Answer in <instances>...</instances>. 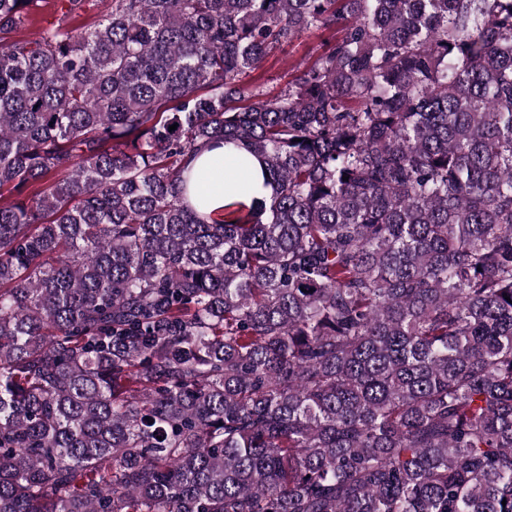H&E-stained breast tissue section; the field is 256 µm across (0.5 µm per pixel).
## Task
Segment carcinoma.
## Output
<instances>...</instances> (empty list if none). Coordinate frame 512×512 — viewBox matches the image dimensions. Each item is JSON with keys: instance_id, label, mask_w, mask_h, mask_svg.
<instances>
[{"instance_id": "obj_1", "label": "carcinoma", "mask_w": 512, "mask_h": 512, "mask_svg": "<svg viewBox=\"0 0 512 512\" xmlns=\"http://www.w3.org/2000/svg\"><path fill=\"white\" fill-rule=\"evenodd\" d=\"M34 2L0 0V512H512V0H57L20 38ZM208 144L268 207L190 203ZM39 6L34 10L30 21L19 31V35L34 39L40 36L41 32L49 27L57 17L56 0H40ZM332 31L312 30L290 44H285L266 58L263 68L253 73H262L264 91L268 97L276 96L286 83L298 75L332 42Z\"/></svg>"}]
</instances>
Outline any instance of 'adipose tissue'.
I'll list each match as a JSON object with an SVG mask.
<instances>
[{
    "label": "adipose tissue",
    "instance_id": "1",
    "mask_svg": "<svg viewBox=\"0 0 512 512\" xmlns=\"http://www.w3.org/2000/svg\"><path fill=\"white\" fill-rule=\"evenodd\" d=\"M233 146H220L203 149L188 161L186 168L197 183L190 188L191 196L200 198L204 213L214 219L224 217V209L230 205L255 206L259 202H269L270 190L253 192L249 183L261 184L263 167L257 159H250L248 168H241L228 162V154Z\"/></svg>",
    "mask_w": 512,
    "mask_h": 512
}]
</instances>
